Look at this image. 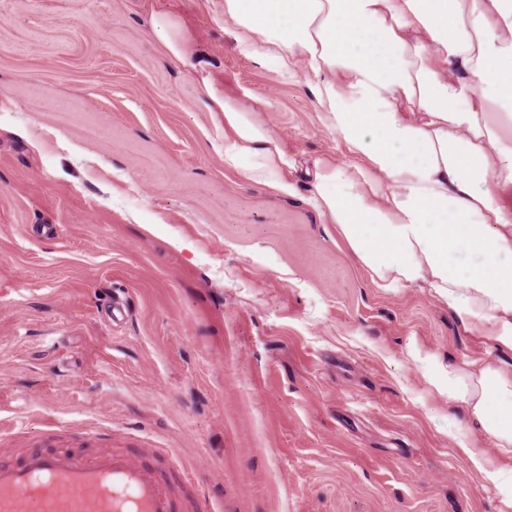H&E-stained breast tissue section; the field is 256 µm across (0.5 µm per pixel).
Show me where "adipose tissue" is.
Wrapping results in <instances>:
<instances>
[{
    "mask_svg": "<svg viewBox=\"0 0 512 512\" xmlns=\"http://www.w3.org/2000/svg\"><path fill=\"white\" fill-rule=\"evenodd\" d=\"M241 51L308 77L323 125L349 158L316 159L311 202L382 288L422 286L493 349L512 351V0H224ZM224 161L289 193L288 152L257 108L210 80ZM492 457L454 433L496 488L512 484V372L438 367Z\"/></svg>",
    "mask_w": 512,
    "mask_h": 512,
    "instance_id": "ef3b65f1",
    "label": "adipose tissue"
}]
</instances>
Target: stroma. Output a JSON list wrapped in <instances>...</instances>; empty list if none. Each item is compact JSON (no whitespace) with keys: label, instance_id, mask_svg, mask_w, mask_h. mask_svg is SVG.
<instances>
[{"label":"stroma","instance_id":"stroma-1","mask_svg":"<svg viewBox=\"0 0 512 512\" xmlns=\"http://www.w3.org/2000/svg\"><path fill=\"white\" fill-rule=\"evenodd\" d=\"M204 76L266 100L291 194L225 163ZM324 155L346 150L307 78L240 52L224 0H0V460L58 427L172 449L216 512H512L409 352L512 353L372 283L310 201ZM152 31L174 57L179 59L189 52V42L180 24L173 17L168 15L154 17Z\"/></svg>","mask_w":512,"mask_h":512}]
</instances>
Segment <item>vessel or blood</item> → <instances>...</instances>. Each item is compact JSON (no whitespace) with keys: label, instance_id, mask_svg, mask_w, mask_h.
Here are the masks:
<instances>
[{"label":"vessel or blood","instance_id":"b4317fda","mask_svg":"<svg viewBox=\"0 0 512 512\" xmlns=\"http://www.w3.org/2000/svg\"><path fill=\"white\" fill-rule=\"evenodd\" d=\"M169 456L164 448L147 461L122 447L30 448L0 462V512H214L205 494L175 488Z\"/></svg>","mask_w":512,"mask_h":512}]
</instances>
